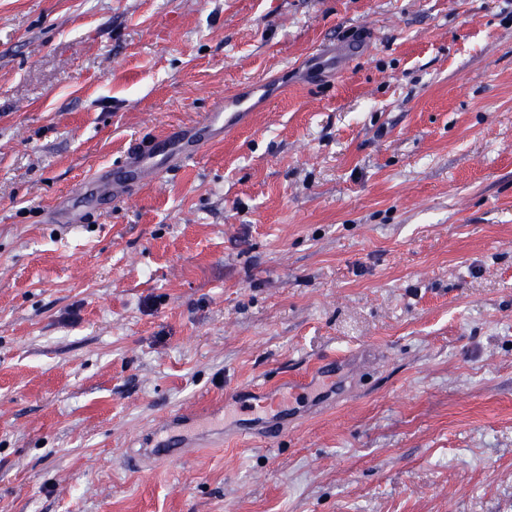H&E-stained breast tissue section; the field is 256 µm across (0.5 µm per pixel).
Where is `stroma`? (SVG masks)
<instances>
[{
	"instance_id": "1",
	"label": "stroma",
	"mask_w": 512,
	"mask_h": 512,
	"mask_svg": "<svg viewBox=\"0 0 512 512\" xmlns=\"http://www.w3.org/2000/svg\"><path fill=\"white\" fill-rule=\"evenodd\" d=\"M261 78L195 163L47 223ZM335 355L277 445L125 467ZM0 512H512V5L0 0Z\"/></svg>"
}]
</instances>
